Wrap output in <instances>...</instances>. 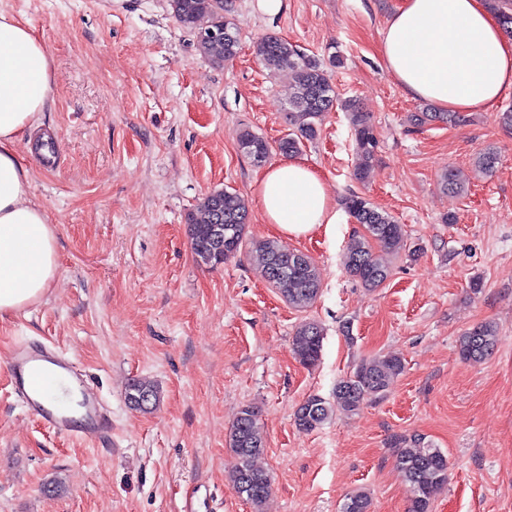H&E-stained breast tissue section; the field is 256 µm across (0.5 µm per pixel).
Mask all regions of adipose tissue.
Wrapping results in <instances>:
<instances>
[{"label": "adipose tissue", "instance_id": "obj_1", "mask_svg": "<svg viewBox=\"0 0 512 512\" xmlns=\"http://www.w3.org/2000/svg\"><path fill=\"white\" fill-rule=\"evenodd\" d=\"M381 54L409 96L448 111H485L512 90V38L484 0H403L382 30ZM51 91L43 44L0 13V316L40 299L58 273L55 229L31 198L29 171L15 150ZM255 197L265 222L287 237L341 221L319 174L300 160L267 168Z\"/></svg>", "mask_w": 512, "mask_h": 512}]
</instances>
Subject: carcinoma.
<instances>
[{"mask_svg":"<svg viewBox=\"0 0 512 512\" xmlns=\"http://www.w3.org/2000/svg\"><path fill=\"white\" fill-rule=\"evenodd\" d=\"M176 20L196 36L198 51L210 60L221 63L233 59L240 47V36L231 18L232 4L227 0H169ZM488 8L498 16L505 34L512 36V9L504 0H487ZM257 59L274 69L293 73L294 92L288 103L287 120L291 133L272 145L263 137L244 132L239 144L244 155L252 160L267 158L274 151L292 156L301 151L304 142L313 140L318 132L316 120L336 106L337 95L327 66L319 59L307 56L287 40L265 36L254 44ZM354 135L355 164L353 176L362 181L377 161L378 137L369 113L359 103L348 99L342 104ZM456 125L464 121L457 112H432L425 108L407 117L413 128L433 121ZM344 207L364 232L353 236L343 256L344 269L349 276L368 289L381 287L390 276L385 261L387 253L403 238V227L369 199L352 193L344 199ZM204 218L187 217L188 234L196 260L211 268L238 257L246 242L249 208L235 192L224 189L208 193L200 202ZM262 260L264 279L277 288L289 305L308 308L320 294V274L306 254L291 250L281 243L265 239L252 242ZM324 332L315 321H304L296 328L291 350L300 364L316 366L321 359ZM499 332L492 321L482 322L465 331L458 339L462 360L490 357L497 349ZM404 369L400 358L377 356L361 362L349 375L340 379L330 403L320 396H311L294 412V420L304 430L320 427L332 408L354 411L368 399L386 392L391 380ZM126 400L133 409L147 412L157 408L160 392L146 379H134L126 389ZM228 447L236 456L232 476L235 493L249 503L253 512H262L270 490L269 475L258 469L255 460L265 448V436L258 413L244 406L230 432ZM395 448V466L403 481L410 485L412 498L407 512H431L435 492L448 482V455L418 435L397 436L391 443ZM371 498L357 491L347 498L343 512H370Z\"/></svg>","mask_w":512,"mask_h":512,"instance_id":"carcinoma-1","label":"carcinoma"}]
</instances>
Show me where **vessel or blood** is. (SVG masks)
Here are the masks:
<instances>
[{
  "label": "vessel or blood",
  "mask_w": 512,
  "mask_h": 512,
  "mask_svg": "<svg viewBox=\"0 0 512 512\" xmlns=\"http://www.w3.org/2000/svg\"><path fill=\"white\" fill-rule=\"evenodd\" d=\"M54 366L66 375L71 387L84 401L83 425L73 428L66 410L48 395L49 380L45 366ZM12 387L21 396L30 414L59 435L77 434L94 441L107 436L111 430L109 416L92 388L82 380L75 364L48 345H29L18 349L8 365Z\"/></svg>",
  "instance_id": "b4317fda"
}]
</instances>
